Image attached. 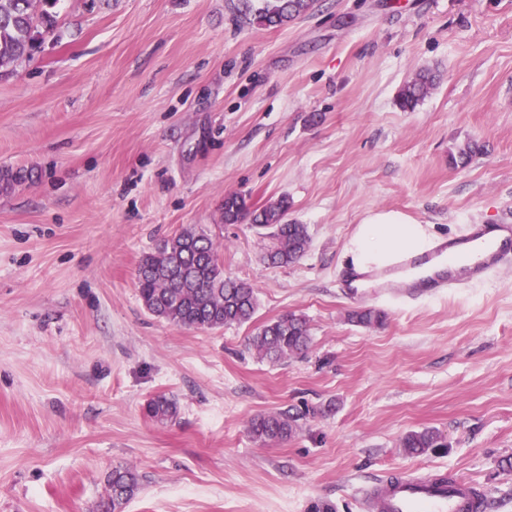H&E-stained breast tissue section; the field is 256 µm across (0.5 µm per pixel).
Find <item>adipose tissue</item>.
I'll use <instances>...</instances> for the list:
<instances>
[{
	"label": "adipose tissue",
	"instance_id": "adipose-tissue-1",
	"mask_svg": "<svg viewBox=\"0 0 512 512\" xmlns=\"http://www.w3.org/2000/svg\"><path fill=\"white\" fill-rule=\"evenodd\" d=\"M432 242L420 225L398 213H374L362 222L355 242L353 264L357 271L388 264L400 250L418 255L430 249Z\"/></svg>",
	"mask_w": 512,
	"mask_h": 512
}]
</instances>
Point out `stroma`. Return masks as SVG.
I'll return each mask as SVG.
<instances>
[{
  "label": "stroma",
  "instance_id": "35a3bbf8",
  "mask_svg": "<svg viewBox=\"0 0 512 512\" xmlns=\"http://www.w3.org/2000/svg\"><path fill=\"white\" fill-rule=\"evenodd\" d=\"M237 5L58 0L55 37L0 78V172L22 177L0 188V512H97L117 466L140 476L121 512H361L376 480L437 470L512 512V267L414 300L340 283L369 213L433 240L512 224V0H317L282 27ZM228 194L288 197L305 255L269 264ZM188 227L255 288L251 321L145 309L141 258ZM368 308L383 325L350 321ZM288 312L308 351L258 358ZM159 394L165 423L144 413ZM285 411L294 436L255 443L249 419ZM424 428L438 448L407 455ZM436 76L430 69H425L411 82L407 83L398 94V103L401 109L413 110L423 99ZM145 413L153 421L164 423L173 419L178 412L177 404L174 400L165 395H157L145 404Z\"/></svg>",
  "mask_w": 512,
  "mask_h": 512
}]
</instances>
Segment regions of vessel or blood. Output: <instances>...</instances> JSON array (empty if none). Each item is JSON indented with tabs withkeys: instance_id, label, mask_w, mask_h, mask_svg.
Masks as SVG:
<instances>
[{
	"instance_id": "obj_1",
	"label": "vessel or blood",
	"mask_w": 512,
	"mask_h": 512,
	"mask_svg": "<svg viewBox=\"0 0 512 512\" xmlns=\"http://www.w3.org/2000/svg\"><path fill=\"white\" fill-rule=\"evenodd\" d=\"M511 264L512 225L473 224L464 235L442 239L423 255L399 253L387 266L363 274L346 269L343 285L350 288L364 280L417 298L483 281ZM365 505L369 512H486L487 500L464 478L444 487L400 473L375 482Z\"/></svg>"
}]
</instances>
